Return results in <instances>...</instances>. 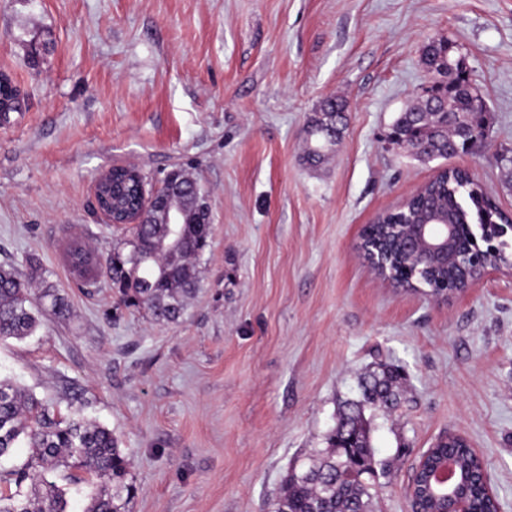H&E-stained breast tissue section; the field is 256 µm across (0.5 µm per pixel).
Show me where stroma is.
I'll use <instances>...</instances> for the list:
<instances>
[{"mask_svg":"<svg viewBox=\"0 0 512 512\" xmlns=\"http://www.w3.org/2000/svg\"><path fill=\"white\" fill-rule=\"evenodd\" d=\"M434 39L481 88L485 138L421 162L387 134L429 85ZM0 73L23 98L0 126V264L39 265L72 305L0 343V376L118 436L132 512H273L289 464L323 447L382 361L406 381L375 420L392 466L372 512H408L415 463L448 433L477 448L512 512V273L436 303L359 249L444 166L471 169L512 215V0H0ZM329 98L347 112L325 146L310 129ZM116 165L180 168L208 194L180 324L71 272V246H124L127 226L94 207Z\"/></svg>","mask_w":512,"mask_h":512,"instance_id":"obj_1","label":"stroma"}]
</instances>
